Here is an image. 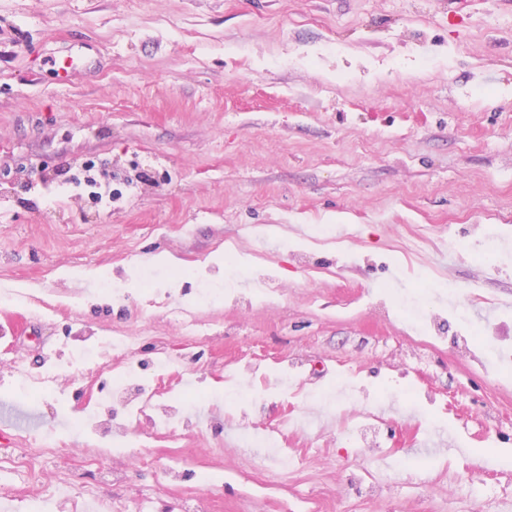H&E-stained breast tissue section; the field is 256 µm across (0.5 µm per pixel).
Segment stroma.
<instances>
[{"label": "stroma", "instance_id": "obj_1", "mask_svg": "<svg viewBox=\"0 0 512 512\" xmlns=\"http://www.w3.org/2000/svg\"><path fill=\"white\" fill-rule=\"evenodd\" d=\"M2 292L0 462L46 427L49 482L125 512H512V7L0 0ZM116 335L190 426L22 385Z\"/></svg>", "mask_w": 512, "mask_h": 512}]
</instances>
